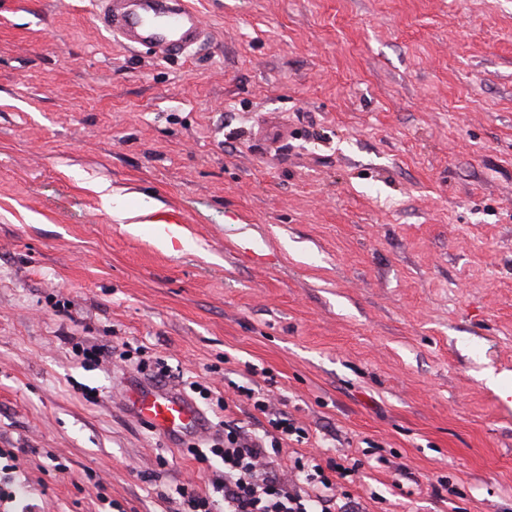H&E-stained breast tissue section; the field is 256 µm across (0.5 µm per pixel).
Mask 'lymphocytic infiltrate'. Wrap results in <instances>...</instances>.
Wrapping results in <instances>:
<instances>
[{"label": "lymphocytic infiltrate", "instance_id": "lymphocytic-infiltrate-1", "mask_svg": "<svg viewBox=\"0 0 512 512\" xmlns=\"http://www.w3.org/2000/svg\"><path fill=\"white\" fill-rule=\"evenodd\" d=\"M269 442L251 439L241 427H228L223 439L214 441L209 452L217 465L206 490L182 485L177 512H336V501L328 491L334 478H345L349 467L313 464L302 478L312 488L304 494L287 475L272 466L270 450L301 436L302 427L285 418H272Z\"/></svg>", "mask_w": 512, "mask_h": 512}]
</instances>
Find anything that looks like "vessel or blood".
Instances as JSON below:
<instances>
[{"label": "vessel or blood", "mask_w": 512, "mask_h": 512, "mask_svg": "<svg viewBox=\"0 0 512 512\" xmlns=\"http://www.w3.org/2000/svg\"><path fill=\"white\" fill-rule=\"evenodd\" d=\"M99 19L123 45L167 57L184 56L204 36L203 19L187 0H101ZM136 415L164 433L197 425L199 415L185 399L154 387L131 396Z\"/></svg>", "instance_id": "vessel-or-blood-1"}]
</instances>
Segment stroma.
Listing matches in <instances>:
<instances>
[{
  "instance_id": "stroma-1",
  "label": "stroma",
  "mask_w": 512,
  "mask_h": 512,
  "mask_svg": "<svg viewBox=\"0 0 512 512\" xmlns=\"http://www.w3.org/2000/svg\"><path fill=\"white\" fill-rule=\"evenodd\" d=\"M126 48L99 0H0V448L15 512H174L208 462L129 406L148 347L351 512H512V0H189ZM122 206L143 217L119 223ZM178 210L182 223L151 214ZM69 301L57 313L56 301ZM99 19L123 45L167 58L184 56L204 36L202 15L187 0H101ZM73 349L77 355L82 356L83 361L88 364L99 363L103 357L114 356L118 348L112 344H92L84 346L81 343H75Z\"/></svg>"
}]
</instances>
